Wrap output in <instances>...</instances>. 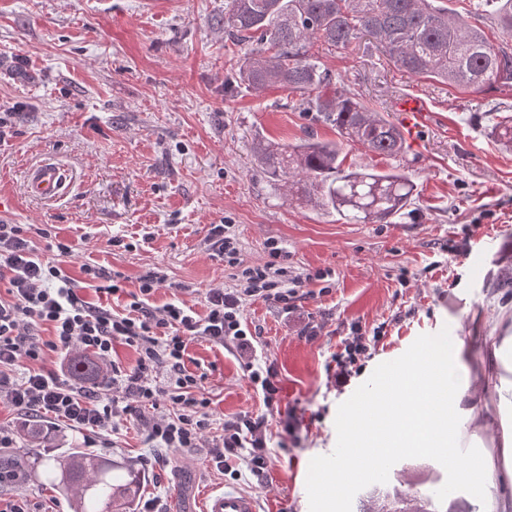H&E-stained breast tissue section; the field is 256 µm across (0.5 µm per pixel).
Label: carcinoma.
I'll use <instances>...</instances> for the list:
<instances>
[{"label": "carcinoma", "mask_w": 512, "mask_h": 512, "mask_svg": "<svg viewBox=\"0 0 512 512\" xmlns=\"http://www.w3.org/2000/svg\"><path fill=\"white\" fill-rule=\"evenodd\" d=\"M450 10L439 0H231L224 32L237 44L255 45L238 79L262 91L279 86L304 96V111L315 112L339 135L368 152L397 158L407 143L402 130L357 98L333 90L338 76L311 52L318 44L331 52L368 35L371 45L397 66L458 88L512 90V47L489 40L474 21L486 12L512 36V0H459ZM492 135L512 149V119L495 123ZM264 169L300 187L306 204L335 212L352 224H387L412 200L414 185L401 172L343 168L342 143L307 138L288 146L258 148ZM99 365L83 353L71 372L81 378ZM74 448L43 467L44 483L72 498L75 512H134L136 475ZM413 489L376 484L366 502L376 512H407Z\"/></svg>", "instance_id": "cac0c4a2"}]
</instances>
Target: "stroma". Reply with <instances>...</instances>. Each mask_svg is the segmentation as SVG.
I'll return each instance as SVG.
<instances>
[{
    "label": "stroma",
    "mask_w": 512,
    "mask_h": 512,
    "mask_svg": "<svg viewBox=\"0 0 512 512\" xmlns=\"http://www.w3.org/2000/svg\"><path fill=\"white\" fill-rule=\"evenodd\" d=\"M230 0H0V218L49 230L68 241L66 268L80 294H96L83 272L93 265L125 277L123 311L140 276L158 268L160 307L186 302L206 315L209 289L230 286L231 268L208 241L215 224L231 225L244 265L261 263L273 238L291 271H327L325 282L299 288L298 309L247 302L257 328V360L274 363L278 411L267 414L245 362L194 339L186 368L201 377L219 436L224 420L267 414L264 479L246 466L220 472L205 449H155L135 417L88 443L57 420L43 422L49 456L70 448L111 460L141 481L139 497H162L169 512H201L208 490L250 495L257 512H309L306 476L313 457L336 444L337 408L380 363L401 356L422 334L449 327L468 380L458 413L461 447L480 449L486 498L455 492L451 512H512V151L490 129L512 114V91L460 90L394 66L367 39L322 52L338 74L336 89L398 122L396 103L420 100L429 120L408 135V152L388 158L344 144L352 170H398L414 196L395 223L351 224L338 214L299 205L283 180L259 165L254 147L305 137L338 140L334 126L304 110L298 93L225 91L251 51L224 36ZM52 162L66 178L51 202L30 197V167ZM316 338L301 336L305 324ZM382 330L372 356L337 387L335 357L352 325ZM414 490L446 481L428 458L400 461ZM27 497L33 512H72L69 500L35 479L0 488Z\"/></svg>",
    "instance_id": "1"
}]
</instances>
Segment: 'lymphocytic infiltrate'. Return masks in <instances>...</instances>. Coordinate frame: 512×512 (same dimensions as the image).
I'll return each mask as SVG.
<instances>
[{
  "mask_svg": "<svg viewBox=\"0 0 512 512\" xmlns=\"http://www.w3.org/2000/svg\"><path fill=\"white\" fill-rule=\"evenodd\" d=\"M209 240L235 273L231 286L209 289L206 316L183 302L149 307L147 297L166 281L165 274L154 269L140 277L125 313L117 314L85 301L73 288L62 263L71 253L69 244L54 241L59 259L46 261L29 228L0 221V280L8 282V297L0 299V398L29 415L52 418L93 436L111 433L116 418L157 408L164 401L169 413L145 421L147 439L155 447L188 452L205 448L219 469L227 457L239 456L254 477H262L267 418L243 415L225 420L222 435L204 446L211 427L209 401L198 396V378L186 368L184 355L198 337L251 355L256 335L243 318L244 304L262 299L293 313L297 288L305 278L289 276L287 255L278 241L266 242L264 262L244 268L230 225H212ZM45 329L52 334L47 341L41 337ZM118 339L136 347L139 358L131 369H114L106 385L71 383L63 365L47 363L49 354L73 350L109 360Z\"/></svg>",
  "mask_w": 512,
  "mask_h": 512,
  "instance_id": "lymphocytic-infiltrate-1",
  "label": "lymphocytic infiltrate"
}]
</instances>
